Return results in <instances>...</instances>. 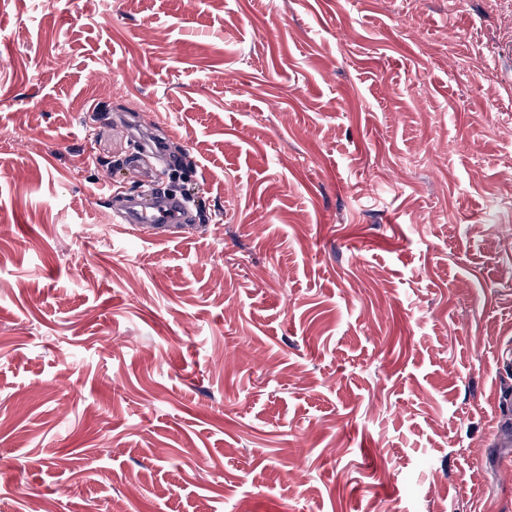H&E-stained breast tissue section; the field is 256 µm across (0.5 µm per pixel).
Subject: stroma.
I'll list each match as a JSON object with an SVG mask.
<instances>
[{"instance_id":"1","label":"stroma","mask_w":512,"mask_h":512,"mask_svg":"<svg viewBox=\"0 0 512 512\" xmlns=\"http://www.w3.org/2000/svg\"><path fill=\"white\" fill-rule=\"evenodd\" d=\"M507 125L485 0H0V512H512ZM145 203L139 198L127 201L121 206L115 204L110 208L108 224H129L138 235L147 241H157L163 232L182 229L191 223V217L182 201L173 198L151 195Z\"/></svg>"}]
</instances>
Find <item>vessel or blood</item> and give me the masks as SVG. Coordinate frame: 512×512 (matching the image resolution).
Segmentation results:
<instances>
[{
    "mask_svg": "<svg viewBox=\"0 0 512 512\" xmlns=\"http://www.w3.org/2000/svg\"><path fill=\"white\" fill-rule=\"evenodd\" d=\"M110 221L129 225L142 239L152 241L165 231L187 226L191 217L182 201L156 195L112 207Z\"/></svg>",
    "mask_w": 512,
    "mask_h": 512,
    "instance_id": "vessel-or-blood-1",
    "label": "vessel or blood"
}]
</instances>
